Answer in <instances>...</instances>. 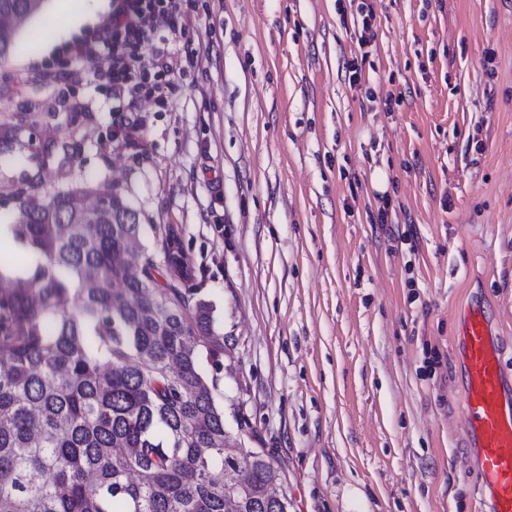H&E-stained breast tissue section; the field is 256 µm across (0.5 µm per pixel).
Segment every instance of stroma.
Returning a JSON list of instances; mask_svg holds the SVG:
<instances>
[{
  "mask_svg": "<svg viewBox=\"0 0 512 512\" xmlns=\"http://www.w3.org/2000/svg\"><path fill=\"white\" fill-rule=\"evenodd\" d=\"M371 3L353 84L358 0H195L171 52L198 61L136 112L105 58L72 56L84 29L22 36L0 204L92 178L146 252L178 234L224 337L226 430L279 465L290 512H479L455 342L483 306L512 379V0ZM51 140L77 145L66 168L42 164Z\"/></svg>",
  "mask_w": 512,
  "mask_h": 512,
  "instance_id": "stroma-1",
  "label": "stroma"
}]
</instances>
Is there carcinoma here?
<instances>
[{"mask_svg":"<svg viewBox=\"0 0 512 512\" xmlns=\"http://www.w3.org/2000/svg\"><path fill=\"white\" fill-rule=\"evenodd\" d=\"M46 0H0V61ZM74 148L45 145L63 168ZM25 181L0 214L32 257L0 290V512H289L280 471L228 447L214 391L224 337L185 285L171 235L137 276L126 255L143 232L115 188L88 180L47 199ZM106 202L97 224L79 199Z\"/></svg>","mask_w":512,"mask_h":512,"instance_id":"obj_1","label":"carcinoma"}]
</instances>
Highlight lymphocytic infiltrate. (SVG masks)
I'll list each match as a JSON object with an SVG mask.
<instances>
[{"label": "lymphocytic infiltrate", "mask_w": 512, "mask_h": 512, "mask_svg": "<svg viewBox=\"0 0 512 512\" xmlns=\"http://www.w3.org/2000/svg\"><path fill=\"white\" fill-rule=\"evenodd\" d=\"M191 0H114L102 33L76 43V56L92 59L99 45L111 44L103 74L112 94L135 107L163 103L175 73L169 45L182 35L191 15Z\"/></svg>", "instance_id": "obj_1"}]
</instances>
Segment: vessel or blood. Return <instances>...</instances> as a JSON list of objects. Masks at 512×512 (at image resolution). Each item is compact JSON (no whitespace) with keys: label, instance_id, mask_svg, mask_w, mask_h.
Wrapping results in <instances>:
<instances>
[{"label":"vessel or blood","instance_id":"1","mask_svg":"<svg viewBox=\"0 0 512 512\" xmlns=\"http://www.w3.org/2000/svg\"><path fill=\"white\" fill-rule=\"evenodd\" d=\"M464 434L472 443L479 490L490 512H512V391L501 346L485 310L466 308L461 320Z\"/></svg>","mask_w":512,"mask_h":512}]
</instances>
